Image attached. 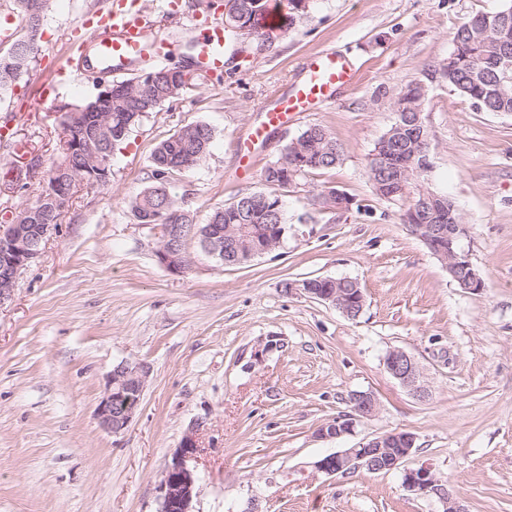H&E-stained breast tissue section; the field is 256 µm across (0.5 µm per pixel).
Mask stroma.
<instances>
[{
  "instance_id": "1",
  "label": "stroma",
  "mask_w": 512,
  "mask_h": 512,
  "mask_svg": "<svg viewBox=\"0 0 512 512\" xmlns=\"http://www.w3.org/2000/svg\"><path fill=\"white\" fill-rule=\"evenodd\" d=\"M105 0H52L38 62L0 96L16 155L0 152V219L33 204L63 135L58 106L94 86L60 91L28 112L51 78L81 12ZM500 0H312L288 36L260 55L231 57L223 76L151 114L114 152L103 185L77 186L57 231L0 307V512H159L158 482L182 438L195 433V512H440L412 495L400 473L329 476L314 461L391 431L416 436L406 462L431 464L466 512H512V115L481 112L438 69L466 17ZM330 49L358 68L335 101L271 131L255 173L236 176L237 136L258 107L285 93L304 62ZM428 87L426 121L433 187L468 227L465 241L485 286L459 288L441 262L377 196L370 154L394 121L409 84ZM214 132L200 167L168 187L196 225L214 208L259 191V172L312 125L343 149L335 168L279 188L293 224L280 249L227 267L189 238L187 271L155 258L158 226L129 202L146 187L154 149L182 127ZM29 171L27 182L9 168ZM336 187L348 210L316 207ZM315 277L359 281L365 307L351 320L333 306L288 292ZM399 347L424 368L416 400L383 366ZM150 365L139 410L119 435L95 410L115 366ZM371 391L380 408L353 433L318 429Z\"/></svg>"
}]
</instances>
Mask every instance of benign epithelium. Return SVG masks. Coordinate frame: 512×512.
<instances>
[{
  "instance_id": "obj_1",
  "label": "benign epithelium",
  "mask_w": 512,
  "mask_h": 512,
  "mask_svg": "<svg viewBox=\"0 0 512 512\" xmlns=\"http://www.w3.org/2000/svg\"><path fill=\"white\" fill-rule=\"evenodd\" d=\"M95 135L83 142L79 150L89 164L99 162V153L95 144L112 133L111 115L99 114L93 119ZM429 141H424L420 164L414 160L399 162L400 168L386 177V183L394 181H413V176L421 173L429 163ZM87 183L82 171H68L67 175L55 184L51 192L58 212H63L69 203L72 191L78 184ZM34 212L30 210L15 212L10 223L0 226V307L12 297V290L19 272L28 267L40 255V241L45 240L55 230L53 224L31 225ZM180 213L170 211L168 224L160 227L161 242L155 251L160 266L171 274L179 275L186 271L189 259L184 247L183 236H203L206 239V252L212 256L224 250V233L203 229L194 224H183ZM407 226L448 270V275L462 289L479 292L484 284L474 269L469 251L464 246L468 237L467 225L462 218L448 214L446 224H417L415 215L405 217ZM288 291H298L312 299L328 303L348 318L362 311L364 294L360 288H328L315 290L307 280L289 283ZM386 372L398 380L418 400L430 395L424 369L407 351L394 348L383 361ZM150 375V366L145 362H124L113 369L108 381L106 395L96 409L100 425L114 433L124 431L138 409L146 382ZM351 410L336 418L335 421L321 426L317 437L321 439L350 435L356 423L373 416L379 408V402L371 391H355L349 399ZM416 436L406 431H394L377 435L366 440L357 448H343L324 456L313 463L316 471L326 475L347 474L364 469L370 473H382L402 470V485L410 493L419 497H435L442 504V512H466L460 503L454 488L436 477L433 467L423 464L418 468L404 467V462L413 453ZM198 450V441L192 433L186 435L179 450L164 470L158 484L159 512H193V500L197 494L199 477L195 469L187 464V459Z\"/></svg>"
}]
</instances>
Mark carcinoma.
Listing matches in <instances>:
<instances>
[{"mask_svg": "<svg viewBox=\"0 0 512 512\" xmlns=\"http://www.w3.org/2000/svg\"><path fill=\"white\" fill-rule=\"evenodd\" d=\"M51 0H13V9L21 16L23 33L10 41V46L20 45L27 50L23 73H28L39 51L38 35ZM271 0H235L232 8L239 12L242 33L238 26L229 28L237 39L247 44L253 53L270 49L275 42L269 40L267 32L280 31L284 38L297 22L306 14L309 5H301L302 0H279L280 20L268 25V11ZM508 29L512 34V0H503L501 7L489 12H478L467 17L458 25L453 36L455 62L441 66L440 71L448 79L455 91L471 101L483 112L512 114V48L510 56L504 59L497 47L479 39L486 29ZM12 60V51L0 55V94L10 92L16 84L7 68ZM148 75L131 79H112L111 92L98 90L97 94L78 105H64L59 108L60 123L64 128L66 144L59 145V157L51 162L46 172V185L66 176L63 166L79 167L83 158L68 154L65 145L76 137L89 134L90 128L68 126L65 116L72 112H85L92 115L106 112L112 115V129L119 134L112 135V142L100 148V163L103 171L112 175L111 157L117 145L129 133L140 126L150 114L164 103L179 98L185 91L201 84L204 76L194 70L189 63L178 66H154L146 69ZM427 88L416 82L398 94L393 102L397 113L394 122H402L400 115L405 112H422L427 102ZM213 130L206 124L197 123L181 128L161 142L152 155V169L148 176L149 184L130 201V207L142 224L161 225L165 223L164 213L157 211V197L154 189H168L172 174L192 169L204 164L209 155ZM420 134L409 124L404 129H388L377 141L368 163V172L383 174L391 163L393 153L411 157L419 153ZM341 161V147L331 135L319 125H312L300 135L291 139L284 147L280 159L266 166L261 178L265 185L262 191L249 192L237 200L215 209L208 223L215 228L227 230L230 226L246 229L247 243L257 246L267 235H288L289 216L281 197L275 189L292 184L320 169L336 167ZM48 190H42L37 201L28 206L35 211L34 223L56 224L59 213L47 201ZM380 197L399 206L402 214L412 211L427 224V203L417 187L408 184L404 191L392 196L380 193Z\"/></svg>", "mask_w": 512, "mask_h": 512, "instance_id": "1", "label": "carcinoma"}]
</instances>
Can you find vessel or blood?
Segmentation results:
<instances>
[{
	"instance_id": "vessel-or-blood-1",
	"label": "vessel or blood",
	"mask_w": 512,
	"mask_h": 512,
	"mask_svg": "<svg viewBox=\"0 0 512 512\" xmlns=\"http://www.w3.org/2000/svg\"><path fill=\"white\" fill-rule=\"evenodd\" d=\"M75 27L85 30V41L93 49L91 60L80 64L72 62L60 70L61 76L76 86L84 85L97 75H124L144 61L168 60L181 50L180 41L158 35L138 0H113L106 8L97 10L94 19L79 18ZM184 28L193 37V57L198 68L208 73L223 71L228 50L223 21L203 17L198 12L186 17ZM303 71L302 79L288 93L273 96L261 106L262 122L240 137L238 175L250 171L254 148L266 141L270 130L330 102L335 92L354 82L358 74L350 58L334 52L311 57Z\"/></svg>"
}]
</instances>
